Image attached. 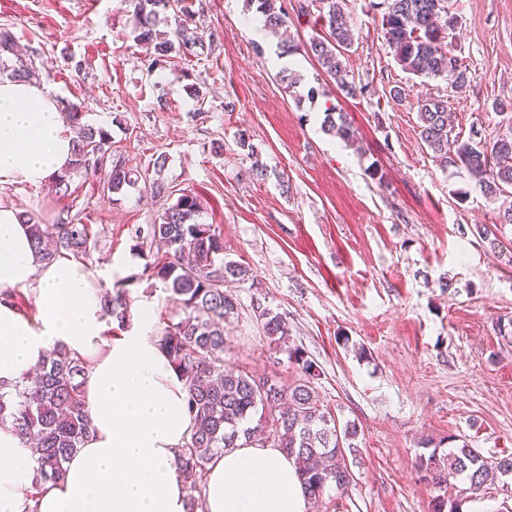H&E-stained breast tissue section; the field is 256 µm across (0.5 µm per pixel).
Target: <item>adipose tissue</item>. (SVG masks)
<instances>
[{
  "label": "adipose tissue",
  "instance_id": "ef3b65f1",
  "mask_svg": "<svg viewBox=\"0 0 512 512\" xmlns=\"http://www.w3.org/2000/svg\"><path fill=\"white\" fill-rule=\"evenodd\" d=\"M73 132L59 101L37 81H0V184H39L66 169ZM34 292L23 316L7 297ZM145 308L123 336L104 335V302L84 263L68 254L44 261L21 213L0 206V381L14 382L64 343L87 358L82 398L89 437L64 480L33 488V460L0 427V512H186L177 453L193 426L183 381L150 334ZM205 512H307L293 457L256 443L205 467ZM35 499H27L29 489Z\"/></svg>",
  "mask_w": 512,
  "mask_h": 512
}]
</instances>
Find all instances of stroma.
I'll list each match as a JSON object with an SVG mask.
<instances>
[{"instance_id":"stroma-1","label":"stroma","mask_w":512,"mask_h":512,"mask_svg":"<svg viewBox=\"0 0 512 512\" xmlns=\"http://www.w3.org/2000/svg\"><path fill=\"white\" fill-rule=\"evenodd\" d=\"M188 3L210 36L208 53L151 71L122 0H0V25L33 50L49 92L82 105L83 123L112 136L110 153L74 177L70 195L48 182L0 184V205L42 224L81 212L92 226L84 263L93 286L127 289L132 306L149 308L157 337L171 302L162 282L143 276L157 250L136 232L158 222L168 200L149 185L158 178L198 194L227 259L254 276L225 324L226 365L297 378L253 315L252 298H264L286 318L290 347L317 364L324 404L358 427L361 462L338 512H431L436 491L414 468L426 440L454 435L491 460L512 454V333L499 331L512 321V224L500 223L499 202L466 172L433 161L414 102L445 98L457 129L496 134L495 105L512 102V0H447L456 18L448 43L470 72L460 93L447 77L423 85L402 70L376 0H345L352 96L302 55L279 64L276 38L252 31L246 0ZM285 68L294 89L279 78ZM395 85L405 102L390 98ZM333 106L352 140L325 133ZM242 130L246 150L236 144ZM256 161L266 179L252 178ZM118 163L138 181L113 195L103 183ZM484 227L506 251L491 248Z\"/></svg>"}]
</instances>
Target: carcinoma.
I'll list each match as a JSON object with an SVG mask.
<instances>
[{
    "mask_svg": "<svg viewBox=\"0 0 512 512\" xmlns=\"http://www.w3.org/2000/svg\"><path fill=\"white\" fill-rule=\"evenodd\" d=\"M382 22L387 42L397 62L426 83L441 76L450 78L455 91L469 83L467 68L451 53L448 30L453 18L441 17L444 0H387ZM134 25V40L146 45L150 56L147 68L164 69L178 61H191L201 55L206 40L189 27L186 0H123ZM256 5L264 26L278 31L288 29V8L278 0H249ZM326 18V36L300 45L291 39L282 44V53L303 52L313 56L337 88L354 95L356 87L341 60L354 43V32L344 8V0H320ZM174 17L171 31L157 29L160 18ZM35 73L33 60L16 51L11 31L0 27V76L22 81ZM419 137L444 168L466 171L489 198L512 187V115L506 131L487 143L472 134L463 138L455 131L448 101L435 96L417 100ZM66 118L80 127L68 167L53 184L55 193H70L72 179L90 170V161L103 159L111 149V135L101 127L82 123V106L62 105ZM327 131L344 141L353 136L351 125L336 108L327 110ZM135 184L131 171L113 166L107 192L118 194ZM199 196L184 192L164 209L160 222L150 225L149 237L162 243L166 254L145 264L144 273L165 285L172 307L167 324L158 337V347L184 382L187 409L193 429L178 454L179 470L190 479L218 453L238 448L241 443L259 439L272 441L294 456L300 469L304 492L311 499H328L327 510L334 512L354 481L353 467L359 449L357 427L340 423L321 403L313 380L319 376L316 364L299 348H288L286 319L254 300L252 309L264 335L277 353L284 352L297 365L299 375L293 384L282 385L273 377H259L249 371L224 368L227 337L224 323L238 314L240 303L224 288L226 282L244 285L253 280L250 270L224 258V238L220 227L199 221ZM32 245L43 260L51 261L65 251L84 258L92 239L91 225L72 218L56 224H38L24 215ZM106 315L121 328L130 319L125 289L105 291ZM86 361L71 355L58 343L52 347L34 375L12 384H0V427L9 425L23 444L36 445V479L39 485L64 478L67 464L78 452L89 433L90 420L81 395ZM453 436L434 444L429 452L415 457L420 478L432 483L437 495L431 512H460V495L448 494V472L469 483L471 490H487L503 475L512 474V456L494 462L483 459L467 443L442 449Z\"/></svg>",
    "mask_w": 512,
    "mask_h": 512,
    "instance_id": "1",
    "label": "carcinoma"
}]
</instances>
